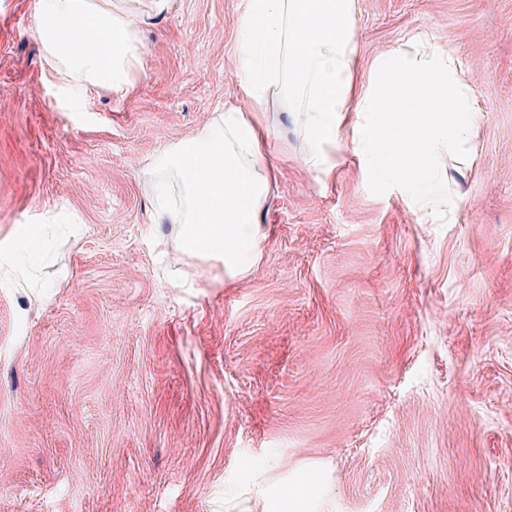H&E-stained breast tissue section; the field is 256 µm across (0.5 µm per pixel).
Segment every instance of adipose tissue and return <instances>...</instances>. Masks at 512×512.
<instances>
[{"mask_svg":"<svg viewBox=\"0 0 512 512\" xmlns=\"http://www.w3.org/2000/svg\"><path fill=\"white\" fill-rule=\"evenodd\" d=\"M40 33L74 99L87 87H130L142 68L140 13L112 0H38ZM357 0H247L239 27L237 74L247 104L232 107L193 138L154 162L160 196L156 221L176 227L179 251L221 262L228 279L250 271L264 251L261 217L270 196L272 156L262 113L271 93L283 97L309 143L310 171L331 170L344 124L356 131L349 149L368 160L378 181L414 172L428 190L416 199L431 209L448 184L433 168L435 153L461 154L467 117L477 111L460 60L431 44L399 48L356 72Z\"/></svg>","mask_w":512,"mask_h":512,"instance_id":"ef3b65f1","label":"adipose tissue"}]
</instances>
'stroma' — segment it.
Returning <instances> with one entry per match:
<instances>
[{
  "label": "stroma",
  "instance_id": "stroma-1",
  "mask_svg": "<svg viewBox=\"0 0 512 512\" xmlns=\"http://www.w3.org/2000/svg\"><path fill=\"white\" fill-rule=\"evenodd\" d=\"M246 0H171L131 92L72 104L36 0H0V512H512V0H358V65L420 36L480 109L448 206L322 175L282 101L255 271L154 221L157 155L245 104Z\"/></svg>",
  "mask_w": 512,
  "mask_h": 512
}]
</instances>
